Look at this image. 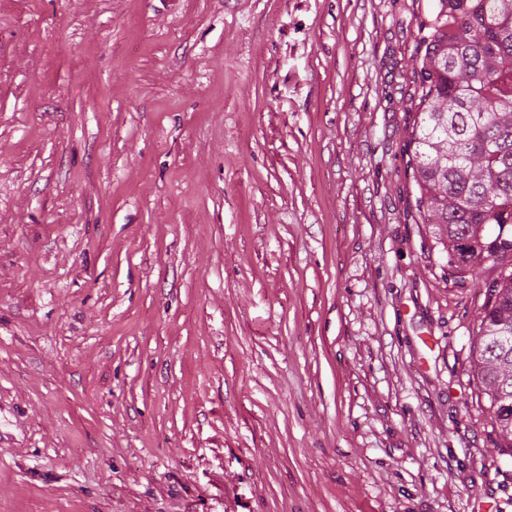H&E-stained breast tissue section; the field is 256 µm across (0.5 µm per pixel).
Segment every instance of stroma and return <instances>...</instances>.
Wrapping results in <instances>:
<instances>
[{
	"label": "stroma",
	"mask_w": 512,
	"mask_h": 512,
	"mask_svg": "<svg viewBox=\"0 0 512 512\" xmlns=\"http://www.w3.org/2000/svg\"><path fill=\"white\" fill-rule=\"evenodd\" d=\"M428 4L0 0V512H512Z\"/></svg>",
	"instance_id": "stroma-1"
}]
</instances>
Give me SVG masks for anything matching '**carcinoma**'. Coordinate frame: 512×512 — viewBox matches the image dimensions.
Masks as SVG:
<instances>
[{"mask_svg":"<svg viewBox=\"0 0 512 512\" xmlns=\"http://www.w3.org/2000/svg\"><path fill=\"white\" fill-rule=\"evenodd\" d=\"M416 59V210L465 274L512 257V0H431ZM484 288L472 357L512 448V272Z\"/></svg>","mask_w":512,"mask_h":512,"instance_id":"carcinoma-1","label":"carcinoma"}]
</instances>
